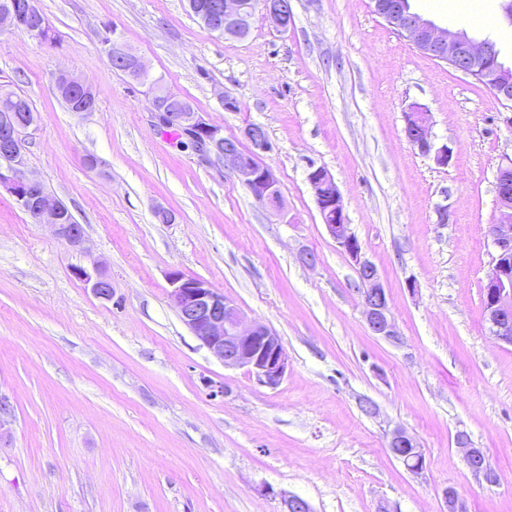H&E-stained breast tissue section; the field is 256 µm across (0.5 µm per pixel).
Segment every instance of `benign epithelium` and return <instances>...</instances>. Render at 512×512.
Returning <instances> with one entry per match:
<instances>
[{
    "label": "benign epithelium",
    "instance_id": "benign-epithelium-1",
    "mask_svg": "<svg viewBox=\"0 0 512 512\" xmlns=\"http://www.w3.org/2000/svg\"><path fill=\"white\" fill-rule=\"evenodd\" d=\"M374 11L406 37L421 52L448 63L452 68L488 81L495 97L506 105L512 104V69L500 60L496 43L477 41L466 31L450 32L412 11L410 0L390 3L372 0ZM276 29L285 31L292 23L290 0H221L198 16L212 31L228 37L248 36L256 11ZM24 27V18L10 0L0 3V32ZM112 55L125 60V74L142 80L148 70L136 54L118 36H112ZM154 126L160 131L177 128L188 139L201 160H224V165L236 171L254 200L261 206L281 213L284 203L277 180L264 163L263 154L271 150L266 129L249 124L243 138L224 136L221 127L207 122L198 112L183 107L169 112L150 99ZM33 122H23L12 112L0 113V188L5 189L17 205L37 224L51 226L54 234L72 247H82L85 241L83 226L60 203L36 193L41 181L20 175L25 164L22 133ZM405 134L409 142L425 155L434 154L437 162L448 163L451 148L436 147L429 130V117L419 107L405 115ZM249 146H244L243 142ZM327 233L354 264L362 285V306L366 326L374 336L399 342V334L391 316L389 297L376 266L365 258L362 246L352 233L344 211L340 191L333 177L322 167L313 168L307 175ZM497 197L500 223L489 227L488 234L496 256L483 285L484 316L491 336L499 343L512 345V162L498 169ZM77 279L88 286L95 297L112 300V281L98 266L77 268ZM170 300L182 323L226 367L245 368L259 382L274 387L288 368V356L279 337L266 325L246 322L233 300L209 282L187 276L180 271L170 273ZM456 447L475 473H483L490 482L494 475L487 472L482 449L475 448L468 436L460 433ZM390 454L414 476L425 470V455L418 440L402 428L388 435ZM446 512H467L457 490L448 487L442 493Z\"/></svg>",
    "mask_w": 512,
    "mask_h": 512
}]
</instances>
